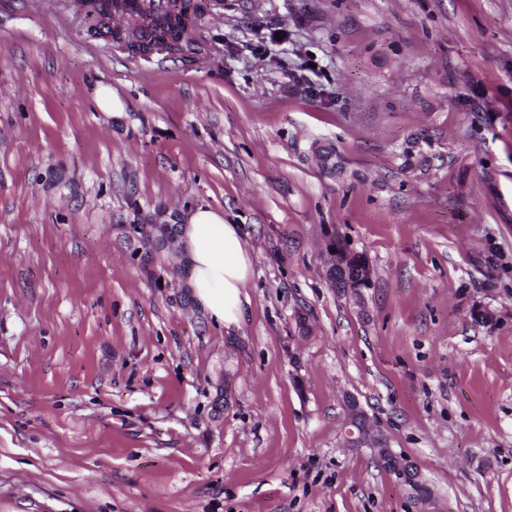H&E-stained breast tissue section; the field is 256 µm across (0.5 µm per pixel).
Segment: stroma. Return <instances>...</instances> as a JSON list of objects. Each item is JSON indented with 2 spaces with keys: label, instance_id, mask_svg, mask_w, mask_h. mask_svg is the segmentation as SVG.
Masks as SVG:
<instances>
[{
  "label": "stroma",
  "instance_id": "35a3bbf8",
  "mask_svg": "<svg viewBox=\"0 0 512 512\" xmlns=\"http://www.w3.org/2000/svg\"><path fill=\"white\" fill-rule=\"evenodd\" d=\"M125 28L0 0V512H512V0ZM200 206L248 234L237 327L124 230ZM93 98L96 101L99 110L111 118L118 113L123 112L124 108L120 100L112 92V88L105 84H98L93 90ZM369 267L360 257L345 260L344 266L332 265L330 275L334 282L349 281L353 288L365 287L369 280Z\"/></svg>",
  "mask_w": 512,
  "mask_h": 512
}]
</instances>
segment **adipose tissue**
Instances as JSON below:
<instances>
[{"label": "adipose tissue", "instance_id": "1", "mask_svg": "<svg viewBox=\"0 0 512 512\" xmlns=\"http://www.w3.org/2000/svg\"><path fill=\"white\" fill-rule=\"evenodd\" d=\"M182 275L197 304L218 325H239L249 302L253 262L242 225L221 211L188 212L179 238Z\"/></svg>", "mask_w": 512, "mask_h": 512}]
</instances>
